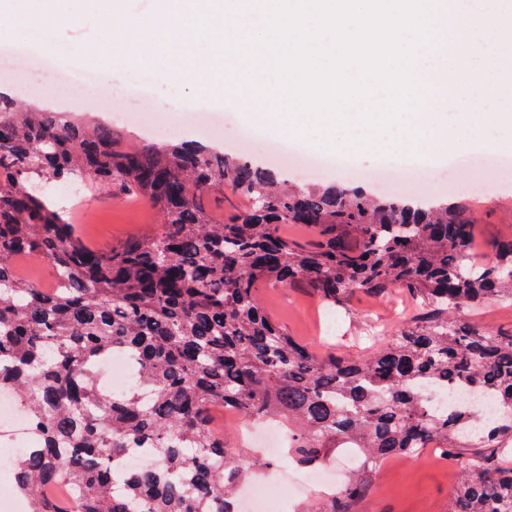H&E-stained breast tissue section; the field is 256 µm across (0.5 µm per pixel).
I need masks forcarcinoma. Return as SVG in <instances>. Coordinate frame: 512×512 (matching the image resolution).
<instances>
[{
	"label": "carcinoma",
	"instance_id": "cac0c4a2",
	"mask_svg": "<svg viewBox=\"0 0 512 512\" xmlns=\"http://www.w3.org/2000/svg\"><path fill=\"white\" fill-rule=\"evenodd\" d=\"M34 179H87L146 199L161 229L109 251L87 246ZM227 186L249 208L218 221L205 195ZM300 224L303 244L280 227ZM474 228L446 204L334 186L297 188L272 170L201 145L121 146L63 113L0 96V392L12 391L41 439L13 462L30 512H232L244 476L211 409L288 428L302 468L333 448L371 460L304 512H351L368 473L391 457L436 448L461 471L448 512H512V334L448 314L512 300V236L488 263L469 262ZM34 254L55 285L19 276ZM304 282L340 308L355 292L402 288L433 307L357 359L320 357L264 310L256 283ZM118 351L138 381L115 393L97 381ZM469 388L497 415L439 414L421 381ZM148 440L129 473L111 460Z\"/></svg>",
	"mask_w": 512,
	"mask_h": 512
}]
</instances>
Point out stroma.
<instances>
[{
	"instance_id": "1",
	"label": "stroma",
	"mask_w": 512,
	"mask_h": 512,
	"mask_svg": "<svg viewBox=\"0 0 512 512\" xmlns=\"http://www.w3.org/2000/svg\"><path fill=\"white\" fill-rule=\"evenodd\" d=\"M82 19V26L53 30L44 47L50 58L67 55L75 73L85 67L76 52L77 45L103 33L96 11L85 10ZM125 75V70L119 69L99 84L84 86L61 85L50 75L35 73L25 81L0 79V92L23 105L38 104L66 113L89 128L108 125L114 136L130 145L188 142L234 155L237 147L227 146L226 141L245 130H252L257 140L283 138L275 130L251 129L245 112L236 103L199 99L164 79L151 81V97L141 120L124 121L121 113L126 104L118 89ZM483 155V150L477 148L463 152L451 149L425 161H414L406 179L388 190L389 195L403 199L445 200L469 217L474 225L472 261L476 264L491 259L495 238L512 234V166L484 170L483 188L471 189L474 173L466 163ZM395 162L394 156L372 149L349 154L347 168L328 170L316 177L304 176L302 168L293 165L281 164L277 170L301 188L343 185L376 193L380 190L379 178L392 171ZM39 189L61 210L70 211L71 221L79 225L82 236L102 249L119 246L156 227L155 209L143 199L93 190L73 180H50ZM258 292L266 309L290 335L320 353L341 348L349 358L379 348L388 336L427 313L419 302L398 289L380 297L355 294L333 315L312 289L302 285L284 288L262 283ZM456 478V465L440 453L431 448L417 449L373 471L368 492L356 512H448Z\"/></svg>"
}]
</instances>
